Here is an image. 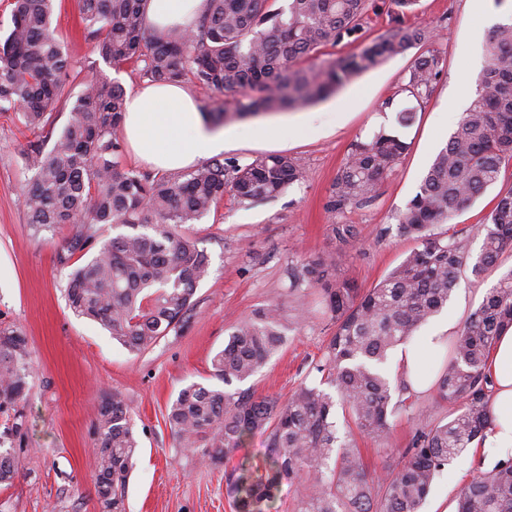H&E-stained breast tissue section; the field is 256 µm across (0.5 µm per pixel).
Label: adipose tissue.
<instances>
[{"label":"adipose tissue","mask_w":512,"mask_h":512,"mask_svg":"<svg viewBox=\"0 0 512 512\" xmlns=\"http://www.w3.org/2000/svg\"><path fill=\"white\" fill-rule=\"evenodd\" d=\"M207 8V0H147L145 24L157 34L170 26L192 27ZM121 131L143 162L169 172L222 155L237 141L235 132L204 123L198 100L181 82L147 84L128 91ZM457 320V314H449L424 336V349L411 348L400 355V367L412 390L424 392L432 387L434 377L423 369V358L430 351L445 353ZM488 369L491 425L483 445L512 450V327L498 336Z\"/></svg>","instance_id":"1"}]
</instances>
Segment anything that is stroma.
I'll return each instance as SVG.
<instances>
[{"label": "stroma", "instance_id": "obj_1", "mask_svg": "<svg viewBox=\"0 0 512 512\" xmlns=\"http://www.w3.org/2000/svg\"><path fill=\"white\" fill-rule=\"evenodd\" d=\"M407 21L437 27L432 48L443 60L432 94L409 127H399L395 110L387 106L411 63L407 55L311 104V111L320 115L319 131L299 126L297 111L262 114L259 122L270 129L265 141L258 142L246 120L235 121L239 145L230 150V158L244 163L258 155L285 154L302 167L304 177L267 203L225 197L192 225L208 256L209 274L197 287L182 331L139 355L67 307L68 269L60 263L57 247L73 228L67 224L52 235H33L24 206L31 177L24 156L35 136L15 113L0 112V328L23 331L36 368L20 404L23 426L13 437L18 474L11 484L0 485V512H98L89 456L97 442L100 407L114 395L128 405L140 441L127 512H234L223 466L177 447L167 421L172 401L190 383L211 382L212 359L234 326L271 303L290 315L303 313L304 319L289 323L283 348L241 382V389L285 399L300 383L324 380L318 367L325 362L335 326L324 313L319 289L289 293V278L303 261L325 257L337 273L367 289L414 248L413 240L400 235L395 214L414 195L468 108V101L452 99L451 90L458 82H476L488 61L486 40L492 27L512 21V0H498L496 13L488 16L473 12L469 0H420L419 11ZM53 24L78 66H93L95 74L126 89L143 82L139 67L112 68L101 61L93 42L84 37L76 0H55ZM382 128L399 131L409 144L398 169L382 182L371 205L341 215L328 212L326 203L351 145ZM509 187L512 164L503 167L495 186L446 224L469 258H476L481 248L476 224L491 210L497 192ZM335 224L355 225L358 241H337L331 233ZM511 268L508 251L482 279L462 273L448 310L467 319ZM409 401L410 408L392 418L387 443L358 437L370 473L395 468L420 424L446 422L455 410L432 390L411 395ZM507 457L496 448L485 456L465 452L435 478L423 512H442L456 504L461 488Z\"/></svg>", "mask_w": 512, "mask_h": 512}]
</instances>
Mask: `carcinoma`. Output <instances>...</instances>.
<instances>
[{"instance_id": "obj_1", "label": "carcinoma", "mask_w": 512, "mask_h": 512, "mask_svg": "<svg viewBox=\"0 0 512 512\" xmlns=\"http://www.w3.org/2000/svg\"><path fill=\"white\" fill-rule=\"evenodd\" d=\"M145 2L77 0L86 37L107 65H139L151 82L190 78L224 94V105L203 108L213 124L316 103L438 38L433 27L405 22L419 0H286L279 7L277 0H208L196 27H172L160 35L144 25ZM383 11L388 27L370 40L371 15ZM343 42L355 51L338 62H318L324 49ZM487 52L475 99L395 214L400 233L417 247L366 290L321 257L302 263L292 277V293L304 285L321 288L325 313L335 325L326 363L318 367L328 371L335 392L303 382L282 401L193 382L171 403L167 421L179 446L211 464L233 459L252 435H266L271 453L264 468L243 458L226 473L237 512H271L285 480L300 488L295 512H422L435 477L484 440L491 420L486 362L497 336L512 326V269L463 324L434 384L440 399L457 405L455 415L418 429L398 468L367 473L353 440L338 436L336 408L347 424L386 443L390 419L404 403L392 402V393L409 392L403 378L391 387L381 369L389 351L443 309L463 268L480 279L512 250V187L499 192L476 225L482 245L472 264L455 237L435 231L495 185L512 161V23L492 28ZM441 73L442 58L434 51L413 60L398 93L415 105L399 110L401 126H409ZM79 75L53 26V0H13L11 27L0 39V112L13 110L22 124L42 133L26 154L34 172L24 196L29 224L36 235L73 226L59 245L60 262L69 264L77 253L92 256L67 274L69 309L138 354L182 329L208 274V257L190 226L227 192L243 202H268L301 180L303 171L281 154L245 164L214 158L177 177L120 171L115 158L122 148L124 90L86 76L78 93L65 91ZM65 106L68 118L55 136L57 114ZM408 148L384 128L352 144L327 210L340 213L374 201ZM114 227L128 232L111 236ZM285 339L281 308L263 307L234 327L212 359L211 376L226 385L243 382ZM33 373L26 336L0 328V410H14L16 431L23 424L18 402ZM134 427L122 399L102 404L92 463L101 512H126L128 477L139 448ZM7 442L8 433L0 432V484L8 485L18 468ZM457 512H512V459L464 487Z\"/></svg>"}]
</instances>
